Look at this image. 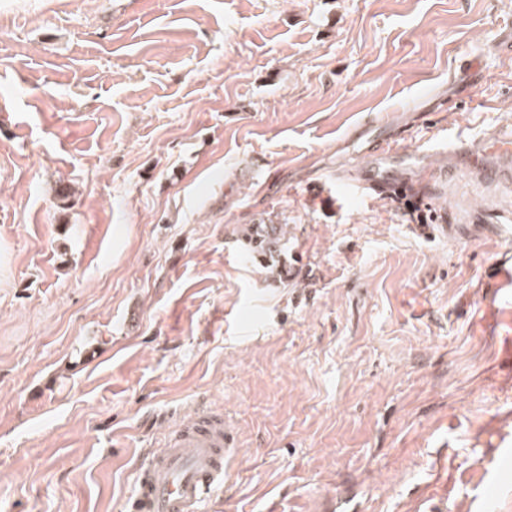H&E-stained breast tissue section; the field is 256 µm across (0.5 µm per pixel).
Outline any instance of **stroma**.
<instances>
[{
    "instance_id": "obj_1",
    "label": "stroma",
    "mask_w": 512,
    "mask_h": 512,
    "mask_svg": "<svg viewBox=\"0 0 512 512\" xmlns=\"http://www.w3.org/2000/svg\"><path fill=\"white\" fill-rule=\"evenodd\" d=\"M511 37L512 0H0V512H125L202 399V512H512V210L422 147L512 128ZM363 120L426 223L337 193Z\"/></svg>"
}]
</instances>
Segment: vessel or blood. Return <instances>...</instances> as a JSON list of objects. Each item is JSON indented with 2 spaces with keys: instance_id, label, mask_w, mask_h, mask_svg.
<instances>
[{
  "instance_id": "b4317fda",
  "label": "vessel or blood",
  "mask_w": 512,
  "mask_h": 512,
  "mask_svg": "<svg viewBox=\"0 0 512 512\" xmlns=\"http://www.w3.org/2000/svg\"><path fill=\"white\" fill-rule=\"evenodd\" d=\"M357 135L369 137L371 149L362 157L356 180L341 185V192L360 198L416 196L412 176L394 166L398 134L370 122L359 127ZM464 146L472 150L470 162L478 180L512 181V131L470 141L441 127L427 143L428 150L451 154ZM231 446L223 414L204 404L196 407L187 421L175 425L160 449L144 458L128 512H202L207 495L224 480V455Z\"/></svg>"
}]
</instances>
